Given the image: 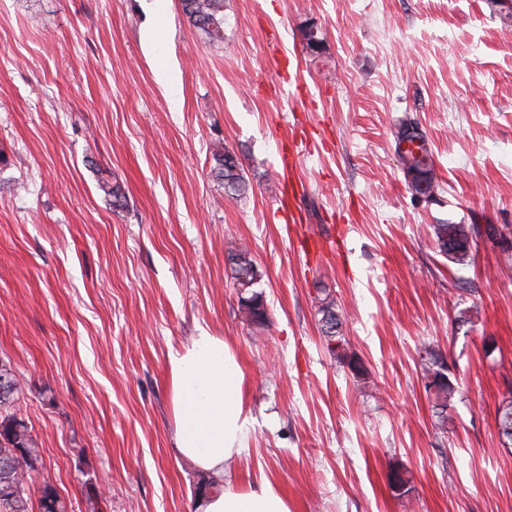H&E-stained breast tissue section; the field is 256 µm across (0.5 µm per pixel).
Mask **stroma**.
<instances>
[{
    "mask_svg": "<svg viewBox=\"0 0 512 512\" xmlns=\"http://www.w3.org/2000/svg\"><path fill=\"white\" fill-rule=\"evenodd\" d=\"M274 40L309 95L283 93ZM407 118L433 143L429 206L397 162ZM220 143L246 200L211 175ZM448 219L512 233V26L488 0H224L220 43L179 0H0V356L42 453L33 482L67 512L92 497L101 512H194L203 474L175 448L168 361L201 328L235 351L253 418L226 488L270 479L292 512H512L495 428L512 397V266L482 243L450 273L430 229ZM231 241L264 273L265 328L239 310ZM323 290L365 380L323 345ZM473 304L476 326L458 324ZM428 348L458 382L441 436ZM395 466L413 475L400 497Z\"/></svg>",
    "mask_w": 512,
    "mask_h": 512,
    "instance_id": "stroma-1",
    "label": "stroma"
}]
</instances>
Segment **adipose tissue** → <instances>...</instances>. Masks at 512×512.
I'll return each mask as SVG.
<instances>
[{
	"instance_id": "obj_1",
	"label": "adipose tissue",
	"mask_w": 512,
	"mask_h": 512,
	"mask_svg": "<svg viewBox=\"0 0 512 512\" xmlns=\"http://www.w3.org/2000/svg\"><path fill=\"white\" fill-rule=\"evenodd\" d=\"M245 373L223 337L200 330L169 356L170 408L180 455L216 480L248 450ZM196 512H291L268 480L201 500Z\"/></svg>"
}]
</instances>
